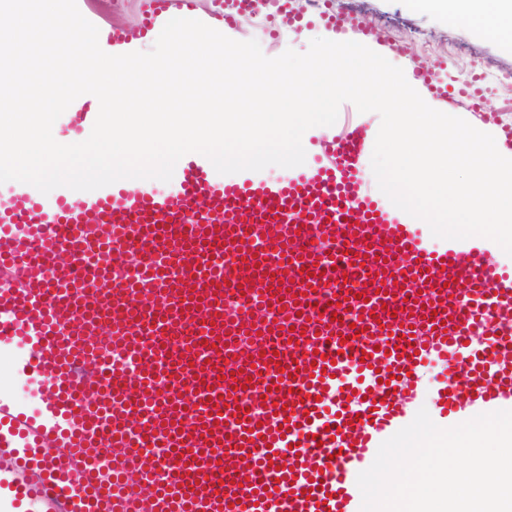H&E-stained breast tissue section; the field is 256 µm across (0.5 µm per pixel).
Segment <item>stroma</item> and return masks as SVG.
Here are the masks:
<instances>
[{"mask_svg":"<svg viewBox=\"0 0 512 512\" xmlns=\"http://www.w3.org/2000/svg\"><path fill=\"white\" fill-rule=\"evenodd\" d=\"M77 4L98 24L108 23L131 31L141 27L140 0H77ZM277 4L278 0H266L259 7L258 18H237L229 29L230 34L239 41L257 40L264 55L269 57L279 56L288 49L306 51L310 40L321 35L320 20L307 16L292 28H282ZM349 11L350 22L374 33L380 45L404 47V55L394 56V65L404 66L410 59L447 79L468 73L474 66L487 73L512 70V44L470 25L418 10L411 0H351ZM448 107L512 129L510 95L482 102L471 86L464 94L453 97Z\"/></svg>","mask_w":512,"mask_h":512,"instance_id":"35a3bbf8","label":"stroma"}]
</instances>
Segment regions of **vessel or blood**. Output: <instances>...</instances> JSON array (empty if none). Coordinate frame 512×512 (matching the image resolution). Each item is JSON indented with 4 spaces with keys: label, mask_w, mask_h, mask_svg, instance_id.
Masks as SVG:
<instances>
[{
    "label": "vessel or blood",
    "mask_w": 512,
    "mask_h": 512,
    "mask_svg": "<svg viewBox=\"0 0 512 512\" xmlns=\"http://www.w3.org/2000/svg\"><path fill=\"white\" fill-rule=\"evenodd\" d=\"M170 6L144 0L145 30ZM367 137L324 140L337 161L284 181H228L197 155L172 194L151 179L50 201L10 186L0 342L25 347L45 410L0 399V484L23 469L24 495L54 512H349L428 358L448 361L441 417L512 410V272L470 242L431 246L427 225L374 199ZM310 235L321 246L300 251ZM106 251L139 279L76 264ZM225 251L228 267L212 260ZM340 297L360 328L334 320ZM90 456L111 460V485Z\"/></svg>",
    "instance_id": "1"
}]
</instances>
